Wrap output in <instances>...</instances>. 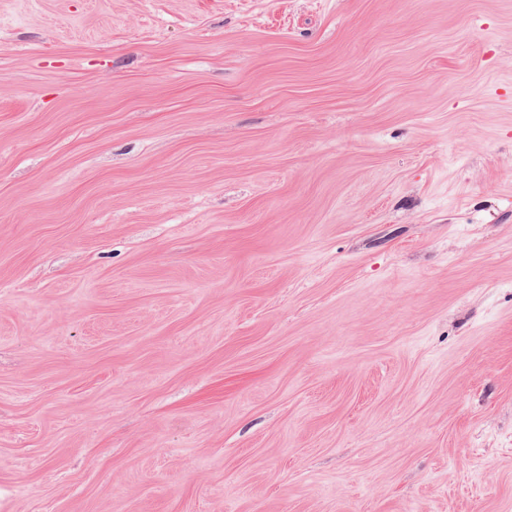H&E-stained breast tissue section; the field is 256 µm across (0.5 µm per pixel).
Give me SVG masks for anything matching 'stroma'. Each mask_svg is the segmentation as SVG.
I'll list each match as a JSON object with an SVG mask.
<instances>
[{
  "instance_id": "35a3bbf8",
  "label": "stroma",
  "mask_w": 512,
  "mask_h": 512,
  "mask_svg": "<svg viewBox=\"0 0 512 512\" xmlns=\"http://www.w3.org/2000/svg\"><path fill=\"white\" fill-rule=\"evenodd\" d=\"M0 512H512V0H0Z\"/></svg>"
}]
</instances>
